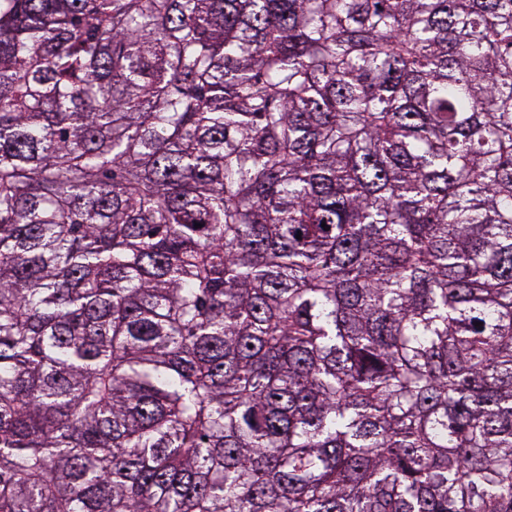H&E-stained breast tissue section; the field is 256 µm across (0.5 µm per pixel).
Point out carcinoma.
Wrapping results in <instances>:
<instances>
[{"mask_svg": "<svg viewBox=\"0 0 512 512\" xmlns=\"http://www.w3.org/2000/svg\"><path fill=\"white\" fill-rule=\"evenodd\" d=\"M0 512H512V0H0Z\"/></svg>", "mask_w": 512, "mask_h": 512, "instance_id": "carcinoma-1", "label": "carcinoma"}]
</instances>
